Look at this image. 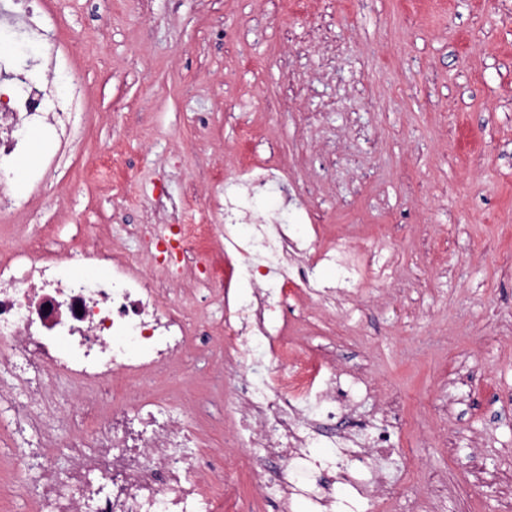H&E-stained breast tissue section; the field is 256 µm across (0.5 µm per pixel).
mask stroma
<instances>
[{
	"label": "stroma",
	"instance_id": "obj_1",
	"mask_svg": "<svg viewBox=\"0 0 512 512\" xmlns=\"http://www.w3.org/2000/svg\"><path fill=\"white\" fill-rule=\"evenodd\" d=\"M60 43L50 74L82 76L84 145L32 187L0 250L40 226L136 252L116 224H156L157 200L191 221L209 172L241 156L287 171L253 200L259 216L311 223L356 245L391 244L393 276L337 293L288 337L317 348L359 397L313 454L361 421L393 434L382 463L397 493L356 512H500L512 499V0H37ZM205 403L204 449L224 446L226 406L209 395L224 364L179 366ZM17 450L0 440V512ZM254 512L288 509L242 474Z\"/></svg>",
	"mask_w": 512,
	"mask_h": 512
}]
</instances>
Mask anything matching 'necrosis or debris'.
<instances>
[{
    "label": "necrosis or debris",
    "instance_id": "necrosis-or-debris-1",
    "mask_svg": "<svg viewBox=\"0 0 512 512\" xmlns=\"http://www.w3.org/2000/svg\"><path fill=\"white\" fill-rule=\"evenodd\" d=\"M27 0H0V30L21 28L43 47L42 64L54 69L56 42L34 20ZM0 79L9 95L0 100V222L20 200L11 170L27 149L24 130L45 128L52 151L34 172L38 184L51 176L81 144L74 123L78 96L57 93L49 80H34L27 63L0 55ZM269 159H256L227 180L224 222L114 225V233L138 239L139 253L100 246L49 241L35 228L30 242L0 254V407L10 410L7 427L21 451L14 467L17 489L38 512H239L237 483L223 457L201 449L189 404L156 393L152 381L196 346L193 317L214 319L231 313L215 341L228 368L239 371L233 395L240 419L235 445L257 464L260 485L294 488L281 463L296 455L316 465L310 450L316 428L311 416L332 423L346 390L324 352L294 353L284 340L285 313L293 289H301L321 312L336 301V288L316 275L322 265L340 270V285L358 288L387 276L384 244L355 247L346 237H326L312 225L307 238L293 236L271 218L252 220L248 236L238 233L247 217L253 188L281 174ZM149 257L159 276L140 263ZM204 265L202 287L215 307L189 313L172 288L184 269ZM257 286L241 299V281ZM270 355L274 371L254 369ZM111 403H102L103 392ZM62 438L68 465H60L45 438ZM334 478L350 482L357 497L383 499L391 486L380 470L321 461ZM39 480H31V466Z\"/></svg>",
    "mask_w": 512,
    "mask_h": 512
}]
</instances>
